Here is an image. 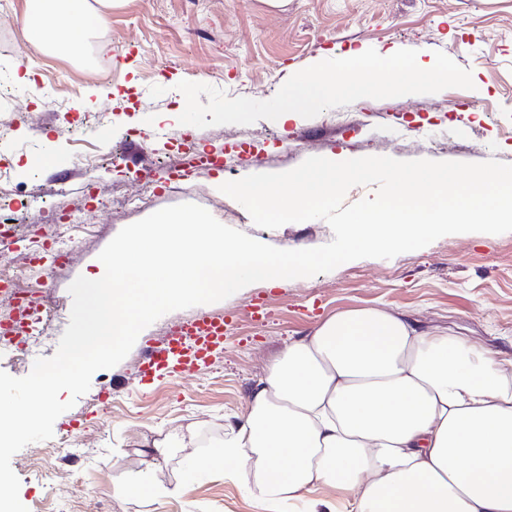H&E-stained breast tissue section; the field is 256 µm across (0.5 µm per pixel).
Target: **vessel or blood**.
<instances>
[{
    "instance_id": "vessel-or-blood-1",
    "label": "vessel or blood",
    "mask_w": 512,
    "mask_h": 512,
    "mask_svg": "<svg viewBox=\"0 0 512 512\" xmlns=\"http://www.w3.org/2000/svg\"><path fill=\"white\" fill-rule=\"evenodd\" d=\"M223 316L205 313L185 322L176 338L149 345L144 352L142 383H151L156 373L169 365H177L185 373L193 372L203 357L224 344Z\"/></svg>"
}]
</instances>
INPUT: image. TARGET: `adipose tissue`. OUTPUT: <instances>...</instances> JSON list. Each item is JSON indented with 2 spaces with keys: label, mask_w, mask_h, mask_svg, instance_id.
<instances>
[{
  "label": "adipose tissue",
  "mask_w": 512,
  "mask_h": 512,
  "mask_svg": "<svg viewBox=\"0 0 512 512\" xmlns=\"http://www.w3.org/2000/svg\"><path fill=\"white\" fill-rule=\"evenodd\" d=\"M35 46L69 49L113 0H30ZM271 508L339 489L350 512H512V356L375 309L289 340L211 453Z\"/></svg>",
  "instance_id": "ef3b65f1"
}]
</instances>
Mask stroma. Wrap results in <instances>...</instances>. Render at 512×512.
Segmentation results:
<instances>
[{"label":"stroma","mask_w":512,"mask_h":512,"mask_svg":"<svg viewBox=\"0 0 512 512\" xmlns=\"http://www.w3.org/2000/svg\"><path fill=\"white\" fill-rule=\"evenodd\" d=\"M28 12V0H12L14 26L0 29V58L15 65L13 73L0 72V82L9 83L20 121L14 147L0 161V194L14 203L0 222L36 229L81 216L69 233L67 260L54 262L46 251L44 277L28 284L61 305L50 331L53 352L70 320V284L104 274L99 255L106 245L159 209L194 203L266 244L314 248L333 239L326 221L258 227L220 185L285 172L312 156L470 163L494 156L512 164V0H288L281 8L265 0H120L106 28L77 36L62 56L28 42ZM370 48L383 56L413 49L428 67L444 52L471 71L474 86L366 98L311 119L206 128L178 122L185 108L180 81L264 101L294 73ZM93 53L102 60L97 71L74 67V59ZM64 96L79 98L90 114L74 142L59 134L72 121L54 105ZM187 139L197 153L242 160L231 169L190 166ZM116 149L121 169L78 162ZM371 307L512 355V232L447 235L391 259H357L275 286L257 282L223 301L162 316L56 419L54 435L69 440L73 463L62 464L48 440L12 457L21 502L29 512H260L245 481L206 465L190 471L176 448L159 478L178 486L177 496L126 497L125 477L139 467L135 436L160 439L197 423L201 452L209 454L245 417L256 382L289 338L337 312ZM204 312L223 314V348L194 373L168 369L142 384L144 347ZM48 470L57 473L49 483L40 477Z\"/></svg>","instance_id":"35a3bbf8"}]
</instances>
